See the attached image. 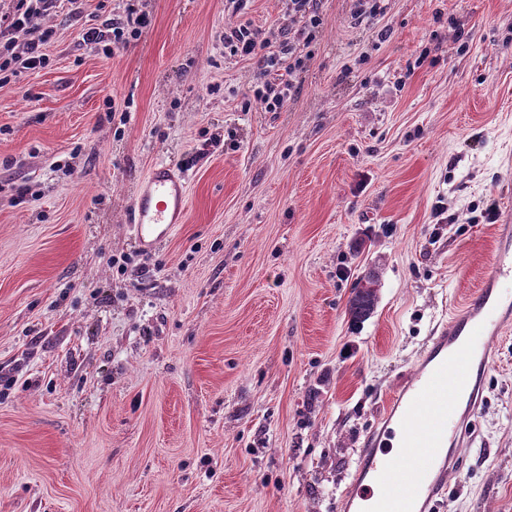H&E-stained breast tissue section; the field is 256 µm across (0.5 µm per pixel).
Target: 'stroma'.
Here are the masks:
<instances>
[{
  "instance_id": "stroma-1",
  "label": "stroma",
  "mask_w": 512,
  "mask_h": 512,
  "mask_svg": "<svg viewBox=\"0 0 512 512\" xmlns=\"http://www.w3.org/2000/svg\"><path fill=\"white\" fill-rule=\"evenodd\" d=\"M139 40L46 18L0 85V512H339L388 399L490 274L512 212V0H321L279 112L248 106L284 0H142ZM165 161L185 220L151 254L132 203ZM24 202H17L18 191ZM379 279L352 324L357 279ZM433 512H512V330ZM270 47L271 44L265 33L249 24L229 27L224 30V56L249 57L265 51L262 56L265 69L256 76L254 97L261 111L279 112L284 107L287 94L283 90H277L268 78L271 72L270 68H275L279 57V54L276 51H271Z\"/></svg>"
}]
</instances>
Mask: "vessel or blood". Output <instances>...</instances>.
Segmentation results:
<instances>
[{"mask_svg":"<svg viewBox=\"0 0 512 512\" xmlns=\"http://www.w3.org/2000/svg\"><path fill=\"white\" fill-rule=\"evenodd\" d=\"M184 174L156 163L133 200L132 230L142 252L154 251L182 223ZM512 325V225L499 227L496 270L454 312L392 399L366 450L342 512H432L446 487L450 452L462 446L481 405L479 373L492 358L489 337Z\"/></svg>","mask_w":512,"mask_h":512,"instance_id":"obj_1","label":"vessel or blood"}]
</instances>
